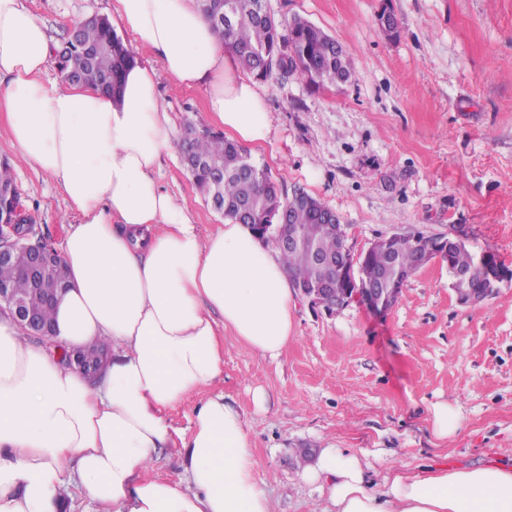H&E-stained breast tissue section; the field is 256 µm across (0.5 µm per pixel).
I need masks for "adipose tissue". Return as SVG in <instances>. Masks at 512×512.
<instances>
[{"mask_svg":"<svg viewBox=\"0 0 512 512\" xmlns=\"http://www.w3.org/2000/svg\"><path fill=\"white\" fill-rule=\"evenodd\" d=\"M116 18L152 56L111 97L46 82L45 26L22 0H0V115L15 158L54 178L77 218L60 245L69 286L54 334L70 350H109L92 381L0 315V512H59L69 474L98 512H272L246 421L215 384L223 330L264 358L282 355L295 290L247 225L201 235L160 186L170 126L158 80L205 88L241 142L268 141L270 114L197 0H116ZM194 396L188 428H175L166 410ZM166 448L176 477H149ZM301 476L325 493L320 512H512V468L391 469L376 484L358 456L325 448Z\"/></svg>","mask_w":512,"mask_h":512,"instance_id":"ef3b65f1","label":"adipose tissue"}]
</instances>
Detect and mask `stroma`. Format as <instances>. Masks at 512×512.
<instances>
[{"instance_id":"obj_1","label":"stroma","mask_w":512,"mask_h":512,"mask_svg":"<svg viewBox=\"0 0 512 512\" xmlns=\"http://www.w3.org/2000/svg\"><path fill=\"white\" fill-rule=\"evenodd\" d=\"M59 45L74 20L111 16L115 0H23ZM279 19L305 18L334 36L353 74L320 90L301 79L256 81L271 115L266 143L250 147L283 194L301 188L334 210L354 251L395 232L453 235L512 268V0H267ZM398 27L387 31L381 13ZM158 99L171 125L160 185L200 234L224 224L185 170L187 124L215 128L203 88L163 75ZM22 204L59 244L69 225L59 185L15 167ZM241 410L255 479L274 512L323 504L303 463L322 449L365 457L369 477L440 467H512V285L460 304L447 264L410 276L384 314L354 303L326 315L298 300L279 359L224 336L218 383ZM267 392L266 409L253 403ZM451 403L457 432L434 436L431 407ZM309 449L301 460L300 449Z\"/></svg>"}]
</instances>
